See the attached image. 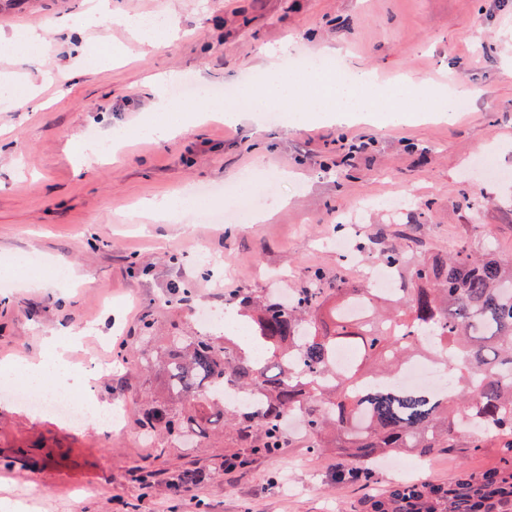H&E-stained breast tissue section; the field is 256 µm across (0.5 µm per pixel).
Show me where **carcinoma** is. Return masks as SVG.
Masks as SVG:
<instances>
[{
    "instance_id": "obj_1",
    "label": "carcinoma",
    "mask_w": 512,
    "mask_h": 512,
    "mask_svg": "<svg viewBox=\"0 0 512 512\" xmlns=\"http://www.w3.org/2000/svg\"><path fill=\"white\" fill-rule=\"evenodd\" d=\"M382 262L397 272L405 267L396 247ZM330 293L314 271L286 303L246 300L256 312L248 355L227 356L212 336H170L155 350L144 324V349L120 355L121 362L161 365L170 397L142 408L144 434L201 440L224 427L246 439L257 423L262 434L252 451L271 455L284 447L283 421L297 410L311 447L347 463L336 472L339 482L372 481L376 461L388 456H471L491 448L497 462L486 470H462L447 483L396 481L366 499L362 512H512V257L490 250L429 256L408 270L391 300L373 288L339 289L327 323L319 311ZM367 294L371 319L347 317L345 304ZM341 346L353 350L355 363L335 376L331 359ZM421 350L446 368L448 392L392 383ZM225 381L256 395L261 409L231 410L210 398L209 388Z\"/></svg>"
}]
</instances>
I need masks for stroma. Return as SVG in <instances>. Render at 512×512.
Returning a JSON list of instances; mask_svg holds the SVG:
<instances>
[{
  "label": "stroma",
  "instance_id": "obj_1",
  "mask_svg": "<svg viewBox=\"0 0 512 512\" xmlns=\"http://www.w3.org/2000/svg\"><path fill=\"white\" fill-rule=\"evenodd\" d=\"M90 0H0V31L43 24L48 47L21 58L0 46V74L16 91L33 84L46 108L0 102V262L36 256L45 287L14 282L0 291V365L50 358L43 339L72 327L83 337L66 353L76 366L97 365L99 400L123 405L120 429L75 428L51 414L0 398V448L41 459L29 469L0 464V512H353L359 502L405 478L413 456L377 470L369 486L340 483L335 452H314L291 435L273 455H251L224 430L185 448L163 436L145 439L136 423L148 398L168 395L160 373L124 366L143 322L164 338L197 335L199 310L239 311L246 296L280 297L319 271L328 286L357 285L330 241L340 224L371 263L386 248L481 252L492 241L512 256V0H112V16L80 37L58 20ZM163 14L177 36L158 50L116 62L132 41L124 17ZM302 59L338 50L350 66L381 80L410 75L431 84L453 79L467 109L425 112L412 124L380 128L370 120L299 128L209 120L168 142L130 136L117 157L81 164L73 149L89 134L136 127L154 115L152 87L176 83L244 88L263 75L281 44ZM71 72L61 82L60 72ZM366 150L347 159L351 143ZM499 168L486 176L480 155ZM255 171L275 178L278 203L262 224L195 223L191 232L142 216L141 203L181 188H202ZM70 269L57 280L52 270ZM184 284L182 300L171 288ZM249 457L246 467L208 477L186 495L172 479L209 469L220 457ZM493 452L467 461L435 454L423 478L445 482L460 467L490 468ZM157 470L151 488L132 476ZM92 494H84V487Z\"/></svg>",
  "mask_w": 512,
  "mask_h": 512
}]
</instances>
